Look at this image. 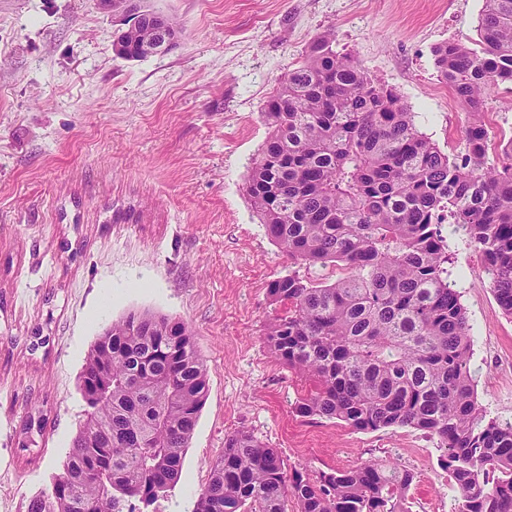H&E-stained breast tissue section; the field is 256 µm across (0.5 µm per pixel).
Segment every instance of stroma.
Masks as SVG:
<instances>
[{
	"label": "stroma",
	"instance_id": "stroma-1",
	"mask_svg": "<svg viewBox=\"0 0 512 512\" xmlns=\"http://www.w3.org/2000/svg\"><path fill=\"white\" fill-rule=\"evenodd\" d=\"M180 21L177 44L129 61L118 17L96 0H0V512H28L83 419L77 377L102 329L133 311L195 333L208 392L181 471L155 512H190L224 451L250 431L287 473L391 461L416 473L410 512H454L437 439L303 417L311 385L270 351L282 313L268 288L293 265L245 191L279 80L328 33L394 88L444 153L465 152L468 117L433 48L473 43L484 0H144ZM472 336L478 402L512 422V318L465 236L445 228ZM49 339L37 350L34 333ZM42 413L20 450L27 413Z\"/></svg>",
	"mask_w": 512,
	"mask_h": 512
}]
</instances>
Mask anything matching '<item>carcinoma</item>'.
Returning a JSON list of instances; mask_svg holds the SVG:
<instances>
[{"instance_id": "obj_1", "label": "carcinoma", "mask_w": 512, "mask_h": 512, "mask_svg": "<svg viewBox=\"0 0 512 512\" xmlns=\"http://www.w3.org/2000/svg\"><path fill=\"white\" fill-rule=\"evenodd\" d=\"M472 48H433L439 77L467 108L458 162L421 133L399 94L350 54L318 36L279 82L264 116L269 136L246 182L268 234L298 265L331 264L332 283L297 271L269 285L285 307L266 327L270 351L313 382L296 402L304 416L356 431L411 427L437 438L455 512H512V424L489 416L471 375L472 338L448 282L442 225L462 230L488 284L512 317V140L506 162L485 166L487 89L512 83V0H485ZM179 24L118 33L127 60L178 37ZM86 405L73 446L28 512H144L176 484L207 395L192 331L152 312L105 327L78 377ZM32 414L23 448L42 432ZM406 468L378 461L295 474L278 451L238 430L192 512H408Z\"/></svg>"}]
</instances>
